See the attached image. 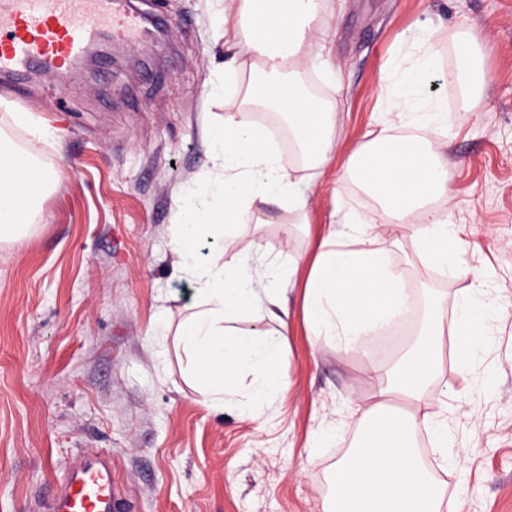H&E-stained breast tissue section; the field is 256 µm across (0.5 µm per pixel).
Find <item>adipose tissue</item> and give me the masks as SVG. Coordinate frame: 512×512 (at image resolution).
Wrapping results in <instances>:
<instances>
[{"label": "adipose tissue", "instance_id": "obj_1", "mask_svg": "<svg viewBox=\"0 0 512 512\" xmlns=\"http://www.w3.org/2000/svg\"><path fill=\"white\" fill-rule=\"evenodd\" d=\"M248 18L244 30L225 28L241 45L249 65L228 66L224 91L236 98V109L209 131L215 179L188 190L175 201L170 242L178 256L180 276L193 287L192 311L178 325L176 340L195 369L198 391L213 406L237 392L239 375H257L253 398L262 401L281 385L278 355L285 335L253 329L235 332L231 322L251 315L255 321L285 311L279 288L296 278L299 267L277 266L261 250H236L242 224L253 220L257 205L278 198L289 210L303 212L307 200L300 178L283 167L269 132L247 118L264 109L287 115L288 128L310 166H321L335 140L332 108L303 94L295 83L304 64L322 57L325 46L312 27L321 21L320 0H238ZM428 119L416 134L377 135L353 149L345 176L358 182L399 224H417L412 243L434 268L456 276L469 269L456 262L465 242L451 224L448 166L428 141L447 125L448 113L428 106ZM27 127L26 147L15 146L0 129V241H17L35 210L45 184L35 150L52 137L51 128L24 112L12 115ZM444 202L441 210L431 209ZM340 229H329L315 253L305 285L304 318L315 336H338L344 345L368 352L371 340L392 318L409 309V295L384 253L352 247V239L371 234L373 225L358 214H343ZM486 312L474 302L448 311L436 300L426 338L407 351L385 384L369 401L354 404L351 416L358 437L349 455L336 462L330 512H441L442 484L423 467L416 440L428 433L436 447L448 445V423L429 410L427 390L455 352L469 365L485 336Z\"/></svg>", "mask_w": 512, "mask_h": 512}]
</instances>
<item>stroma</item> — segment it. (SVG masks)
<instances>
[{"label": "stroma", "mask_w": 512, "mask_h": 512, "mask_svg": "<svg viewBox=\"0 0 512 512\" xmlns=\"http://www.w3.org/2000/svg\"><path fill=\"white\" fill-rule=\"evenodd\" d=\"M226 0H135L168 21L158 41L121 47L64 79L0 81V128L24 143L13 113L31 112L56 129L39 144L53 178L24 235L0 243V512H45L44 494L86 449L112 453V480L133 512H323L331 479L357 428L350 407L370 399V368L390 355L343 349L310 335L304 286L319 241L352 209L379 227L364 248L381 250L419 309L430 296L475 297L490 318L480 364L448 359L429 409L448 422L443 512H512V0H326L314 36L329 54L300 80L335 112L329 161L303 173L307 221L283 203L265 205L267 225L246 226L237 246L262 247L279 265L298 260L287 292L288 340L258 416L243 407L252 376L217 408L192 382L193 368L167 324L193 300L170 249L174 200L212 172L205 130L231 105L224 94ZM432 50L415 44L423 28ZM468 28L487 75L470 106L450 74L457 34ZM432 53L421 99L444 104L450 120L432 139L448 159L450 220L473 247L460 261L490 268L482 294L471 278L437 272L411 238L415 224L389 223L342 176L359 143L412 131L379 98L382 75ZM291 225L283 236L282 225ZM334 437L318 442V428Z\"/></svg>", "instance_id": "1"}]
</instances>
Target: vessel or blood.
Wrapping results in <instances>:
<instances>
[{
  "instance_id": "obj_1",
  "label": "vessel or blood",
  "mask_w": 512,
  "mask_h": 512,
  "mask_svg": "<svg viewBox=\"0 0 512 512\" xmlns=\"http://www.w3.org/2000/svg\"><path fill=\"white\" fill-rule=\"evenodd\" d=\"M138 45L144 31L125 0H0V76L30 70L57 77L102 33ZM49 512H130L112 484V455L86 450L54 489Z\"/></svg>"
}]
</instances>
